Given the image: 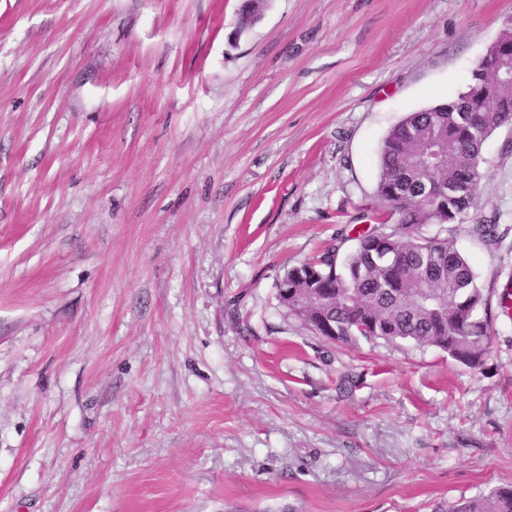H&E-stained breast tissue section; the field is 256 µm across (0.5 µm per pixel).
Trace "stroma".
<instances>
[{
	"label": "stroma",
	"mask_w": 512,
	"mask_h": 512,
	"mask_svg": "<svg viewBox=\"0 0 512 512\" xmlns=\"http://www.w3.org/2000/svg\"><path fill=\"white\" fill-rule=\"evenodd\" d=\"M0 0V512H448L512 486V129L486 142L470 368L325 339L378 151L512 0Z\"/></svg>",
	"instance_id": "stroma-1"
}]
</instances>
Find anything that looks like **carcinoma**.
<instances>
[{
  "mask_svg": "<svg viewBox=\"0 0 512 512\" xmlns=\"http://www.w3.org/2000/svg\"><path fill=\"white\" fill-rule=\"evenodd\" d=\"M266 7L246 5L243 25L259 20ZM497 71L495 56L479 59L465 90L406 114L382 139L376 196L394 227L377 224L349 251L336 244L288 271L289 294L279 293L280 302L316 333L335 341L412 342L444 350L470 368L482 365L490 350L491 306L457 248L456 231L477 207L474 171L485 162L484 143L512 124V90L494 100L483 94V79ZM425 224L440 232L421 235ZM469 232L491 245L498 224L477 220ZM321 290L325 302L318 309L312 296ZM451 512H512V488L461 499Z\"/></svg>",
  "mask_w": 512,
  "mask_h": 512,
  "instance_id": "obj_1",
  "label": "carcinoma"
}]
</instances>
